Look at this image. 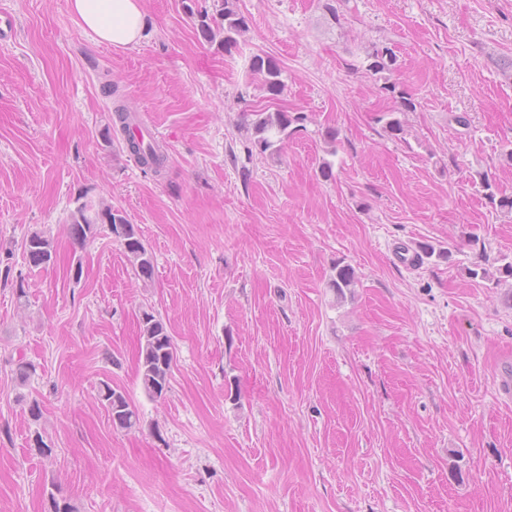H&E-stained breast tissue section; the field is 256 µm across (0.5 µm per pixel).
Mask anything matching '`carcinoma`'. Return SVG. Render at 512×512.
Instances as JSON below:
<instances>
[{"instance_id":"obj_1","label":"carcinoma","mask_w":512,"mask_h":512,"mask_svg":"<svg viewBox=\"0 0 512 512\" xmlns=\"http://www.w3.org/2000/svg\"><path fill=\"white\" fill-rule=\"evenodd\" d=\"M196 2L197 0H181L184 11L197 19L198 30L202 36L212 42L222 33L224 37L221 44L224 45V49L228 50L236 45L235 35L246 27V18L238 11L236 0H217L215 17L209 15L206 10L196 9ZM368 59V70L374 75L390 71L396 62L394 52L388 47L373 49L368 54ZM252 70L260 77L271 95L277 96L282 92L281 70L273 59L261 55L254 56ZM289 123L290 119L284 112L258 118L255 129L261 134L258 143L262 150L270 149L274 145V140L281 139ZM126 148L143 167L156 174L165 167L166 156L152 144L145 147L135 139L129 138L126 140ZM98 224L109 225L110 233L121 242L128 256L133 259L139 275L151 278L154 272L153 256L145 247L135 226L122 212L109 206L94 211L83 204L71 215L70 234L81 244L94 236L95 226ZM24 252L28 264L32 267L45 265L53 258L51 242L41 232H33L27 236ZM354 277L355 273L350 266L338 265L332 288L336 289L337 294L342 295L344 289L352 285ZM173 360L172 338L164 322L152 312H143L137 365L142 386L149 397L160 398L166 393ZM99 399L111 418L112 427L132 430L139 424L137 410L121 390L103 382L100 386Z\"/></svg>"}]
</instances>
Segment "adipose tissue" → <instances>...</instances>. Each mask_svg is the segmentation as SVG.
Listing matches in <instances>:
<instances>
[{
    "label": "adipose tissue",
    "mask_w": 512,
    "mask_h": 512,
    "mask_svg": "<svg viewBox=\"0 0 512 512\" xmlns=\"http://www.w3.org/2000/svg\"><path fill=\"white\" fill-rule=\"evenodd\" d=\"M75 22L99 44L115 48L139 42L146 15L141 0H69Z\"/></svg>",
    "instance_id": "adipose-tissue-1"
}]
</instances>
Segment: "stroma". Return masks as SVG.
<instances>
[{
	"mask_svg": "<svg viewBox=\"0 0 512 512\" xmlns=\"http://www.w3.org/2000/svg\"><path fill=\"white\" fill-rule=\"evenodd\" d=\"M142 5L115 49L68 0H0V512H512V0H238L229 52L180 0ZM376 46L394 70L367 71ZM121 104L161 133L162 175L111 130ZM262 112L292 119L265 151ZM82 204L123 211L152 278L107 225L70 238ZM148 308L174 344L159 399ZM105 381L137 429L113 428ZM252 70L272 96H278L282 92L284 85L280 79L281 70L273 59L255 55L252 59ZM24 252L28 264L32 267L45 265L53 258L51 242L41 232H32L27 236ZM174 360L172 338L164 322L151 311H143L138 373L145 393L155 399L167 391Z\"/></svg>",
	"mask_w": 512,
	"mask_h": 512,
	"instance_id": "1",
	"label": "stroma"
}]
</instances>
